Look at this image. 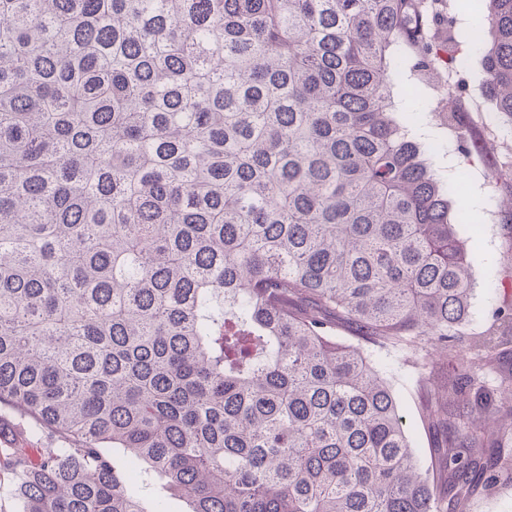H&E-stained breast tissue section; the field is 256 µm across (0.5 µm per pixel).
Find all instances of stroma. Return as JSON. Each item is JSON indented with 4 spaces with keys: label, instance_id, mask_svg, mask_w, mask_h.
Wrapping results in <instances>:
<instances>
[{
    "label": "stroma",
    "instance_id": "obj_1",
    "mask_svg": "<svg viewBox=\"0 0 512 512\" xmlns=\"http://www.w3.org/2000/svg\"><path fill=\"white\" fill-rule=\"evenodd\" d=\"M466 122L494 149L502 162V176L512 175V123L487 102L482 103L480 111L469 114ZM432 162L445 184L459 185L470 217L469 226L461 230L475 259L470 318L458 336L461 347L466 348L476 334L491 324L499 308L512 304V223H485L487 211L495 207V198L490 186L476 178L483 168L482 163H475L474 173L469 176L455 151L433 156ZM336 337L362 348L371 360L385 365V376L403 417L410 444L418 454L420 465L429 466L438 447L444 446L446 433L430 426L425 419L420 384L423 377L437 372V362L424 351L380 349L364 342L345 326L337 329ZM134 490L146 507L160 502L165 512H189L187 500L170 492L164 480L148 467H141ZM466 512H512V481H495L484 474L476 476L475 486L466 502Z\"/></svg>",
    "mask_w": 512,
    "mask_h": 512
}]
</instances>
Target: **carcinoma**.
<instances>
[{
	"label": "carcinoma",
	"instance_id": "1",
	"mask_svg": "<svg viewBox=\"0 0 512 512\" xmlns=\"http://www.w3.org/2000/svg\"><path fill=\"white\" fill-rule=\"evenodd\" d=\"M462 2L0 0V408L48 440L0 451L23 512H147L143 463L191 512H463L512 435L478 375L512 311L459 349L467 219L394 96L451 41L512 119V0ZM457 66L425 111L483 160ZM340 324L451 364L435 471Z\"/></svg>",
	"mask_w": 512,
	"mask_h": 512
}]
</instances>
